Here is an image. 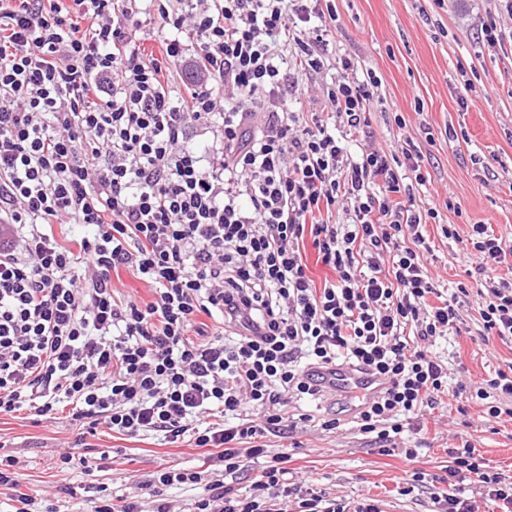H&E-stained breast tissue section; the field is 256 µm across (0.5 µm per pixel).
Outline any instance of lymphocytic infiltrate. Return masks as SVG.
<instances>
[{
    "label": "lymphocytic infiltrate",
    "mask_w": 512,
    "mask_h": 512,
    "mask_svg": "<svg viewBox=\"0 0 512 512\" xmlns=\"http://www.w3.org/2000/svg\"><path fill=\"white\" fill-rule=\"evenodd\" d=\"M334 0H0V414L71 408L87 433L193 437L221 470L164 467L192 512H382L377 499L325 498L290 482L267 436L294 428L289 400L322 394L317 369L347 364L385 381L361 433L390 451L407 421L448 390L427 343L461 330L424 235L436 209L402 200L424 184L412 140L386 155L370 137L377 82L350 58L317 112H279L291 66L321 72ZM158 25L162 57L141 48ZM185 92L166 76L180 65ZM214 142L188 143L190 129ZM342 210L337 224L324 212ZM85 224L78 249L54 225ZM485 338L512 346V282L488 274L506 252L472 227ZM334 277L316 287L300 246ZM155 293L119 297L118 268ZM222 324L195 340L198 316ZM448 475L477 476L512 512V482L471 444ZM259 461L249 490L227 484Z\"/></svg>",
    "instance_id": "1"
}]
</instances>
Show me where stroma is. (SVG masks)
I'll use <instances>...</instances> for the list:
<instances>
[{"instance_id":"stroma-1","label":"stroma","mask_w":512,"mask_h":512,"mask_svg":"<svg viewBox=\"0 0 512 512\" xmlns=\"http://www.w3.org/2000/svg\"><path fill=\"white\" fill-rule=\"evenodd\" d=\"M335 5L336 52L321 73L292 76L302 98L289 100L288 109H318L340 57L352 58L359 72H371L379 96L373 147L390 153L408 138L427 158L426 183L414 192L416 206L438 211L436 222L425 227L432 247L429 272L449 292L461 285L470 288L473 225H488L504 246L512 247V13L501 0H335ZM491 15L503 33L494 47L479 37ZM398 115L404 127H397ZM448 225L456 237H445L442 229ZM458 301L461 334L436 339L431 346L448 364L450 393L423 418L412 420L405 443L414 458L382 454L344 415L343 397L327 392L315 401L289 402V413L305 415V422L267 439L272 451L290 456L295 482L329 498H378L384 512H432L434 493L451 488L475 501L478 512H494L495 503L479 484L448 485V450L471 443L490 470L512 478V417L487 420L486 403L475 395L496 370L512 365V347L483 342L476 294L459 295ZM337 413L343 416L339 428L319 426V419ZM82 430L66 416L2 414L0 457L16 458L22 489L36 498L50 499L68 489L69 497L60 503L63 512H91L101 487L112 496H136L150 512L147 482L158 466L193 470L205 459L202 449L187 441L168 444L156 435L131 438L101 428L78 450L80 457L97 459V467H84L79 460L60 465V452ZM414 470L424 473V483L412 495H399V477Z\"/></svg>"}]
</instances>
